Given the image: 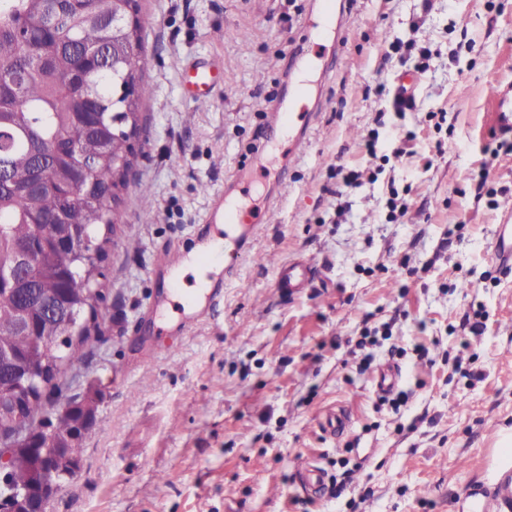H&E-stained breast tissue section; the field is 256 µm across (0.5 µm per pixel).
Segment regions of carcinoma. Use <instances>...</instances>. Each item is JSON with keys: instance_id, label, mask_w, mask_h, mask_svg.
Here are the masks:
<instances>
[{"instance_id": "1", "label": "carcinoma", "mask_w": 512, "mask_h": 512, "mask_svg": "<svg viewBox=\"0 0 512 512\" xmlns=\"http://www.w3.org/2000/svg\"><path fill=\"white\" fill-rule=\"evenodd\" d=\"M96 17L86 19L70 0H0V164L8 167L10 186L0 188V270L13 265L16 249L29 240L42 238L45 246L34 255L38 296H53L63 269H80L67 284L66 299L81 304L89 317L73 325L75 342L64 354L53 353L46 361L30 359L29 337L17 328L13 301L0 300V350H10L17 365L0 369V445L8 447L19 418L30 424L47 418L42 389L13 385L15 376L29 370L46 386L65 365L83 360V346L97 330L95 302L106 245L111 240L112 197L127 188L132 168L130 151L112 141V122L140 121L141 107L153 94L147 81H140L136 97L115 98V89L125 76L143 70V26L112 28V14L123 9L119 0H96ZM22 68V84L10 77ZM70 136L76 153L88 164V174L67 187L30 191L35 177L52 182L67 180V171L54 151L56 141ZM65 216L69 231L99 233L95 249L72 255L52 242L59 216ZM55 442L71 436L72 414L62 410L53 428Z\"/></svg>"}]
</instances>
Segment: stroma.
Masks as SVG:
<instances>
[{
  "mask_svg": "<svg viewBox=\"0 0 512 512\" xmlns=\"http://www.w3.org/2000/svg\"><path fill=\"white\" fill-rule=\"evenodd\" d=\"M309 2L140 0L154 93L128 182L152 197L121 207L99 333L43 391L56 412L99 394L81 468L49 512H452L467 486L496 482L512 276L489 245L512 207V152L491 145L512 131L497 129L490 88L512 81V0H344L342 48L297 106L310 143L265 156L285 184L253 200L277 197L278 223L240 249L194 328L151 316L168 298L160 255L199 243L211 193L251 168L265 115L298 79ZM194 61L223 70L205 105L186 85ZM440 111L442 130L428 119ZM296 260L316 277L280 293L275 267ZM338 410L349 428L334 436Z\"/></svg>",
  "mask_w": 512,
  "mask_h": 512,
  "instance_id": "1",
  "label": "stroma"
}]
</instances>
